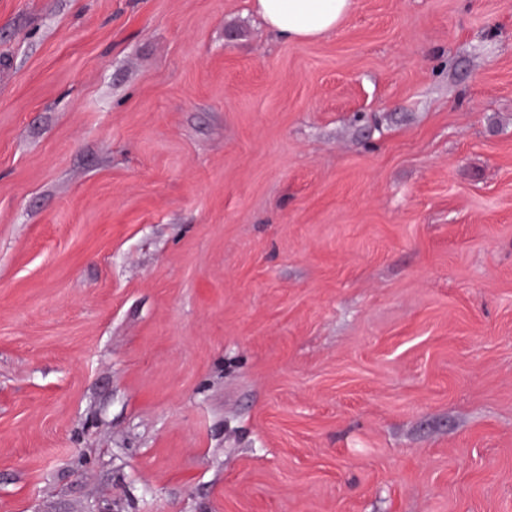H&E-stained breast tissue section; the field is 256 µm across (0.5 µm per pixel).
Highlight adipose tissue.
I'll return each mask as SVG.
<instances>
[{
  "label": "adipose tissue",
  "instance_id": "1",
  "mask_svg": "<svg viewBox=\"0 0 512 512\" xmlns=\"http://www.w3.org/2000/svg\"><path fill=\"white\" fill-rule=\"evenodd\" d=\"M251 7L276 37L300 41L336 30L351 0H251Z\"/></svg>",
  "mask_w": 512,
  "mask_h": 512
}]
</instances>
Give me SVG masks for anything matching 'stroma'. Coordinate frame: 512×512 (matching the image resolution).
Listing matches in <instances>:
<instances>
[{
  "label": "stroma",
  "mask_w": 512,
  "mask_h": 512,
  "mask_svg": "<svg viewBox=\"0 0 512 512\" xmlns=\"http://www.w3.org/2000/svg\"><path fill=\"white\" fill-rule=\"evenodd\" d=\"M0 512H512V0H0ZM251 7L276 37L300 41L336 30L351 0H252Z\"/></svg>",
  "instance_id": "obj_1"
}]
</instances>
